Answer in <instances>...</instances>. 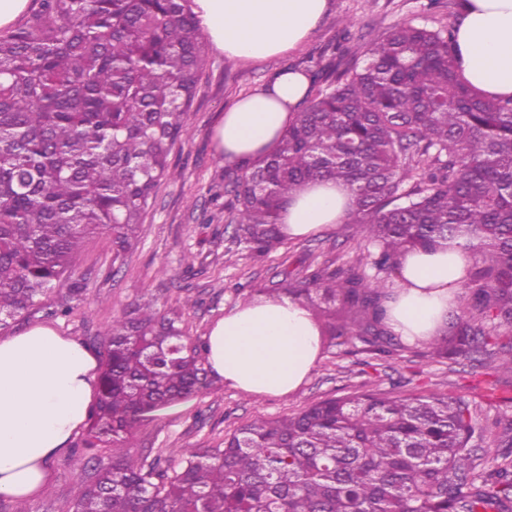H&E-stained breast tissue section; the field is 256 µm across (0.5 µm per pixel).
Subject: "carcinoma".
<instances>
[{"label": "carcinoma", "instance_id": "carcinoma-1", "mask_svg": "<svg viewBox=\"0 0 512 512\" xmlns=\"http://www.w3.org/2000/svg\"><path fill=\"white\" fill-rule=\"evenodd\" d=\"M189 0H39L0 35V329L29 317L88 237L131 250L156 188L174 177L173 145L205 64ZM398 23L360 54L341 44L312 62L306 107L276 146L224 167V211L237 250L285 244L279 218L305 185L332 180L354 200L362 256L276 291L323 320L328 346L358 341L379 358L397 346L386 280L401 257L461 240L473 256L463 301L428 353L512 373V96L467 84L457 27ZM85 285L70 281L53 314ZM99 394L83 441L95 460L73 512H512V455L477 462L493 435L462 396L368 390L258 419L224 447L138 462L124 445L156 412L198 396L206 341L157 300L103 327Z\"/></svg>", "mask_w": 512, "mask_h": 512}]
</instances>
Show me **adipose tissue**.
<instances>
[{
  "mask_svg": "<svg viewBox=\"0 0 512 512\" xmlns=\"http://www.w3.org/2000/svg\"><path fill=\"white\" fill-rule=\"evenodd\" d=\"M328 8L329 0L191 3L210 47L244 61L295 51ZM456 60L461 77L482 94L512 95V0H465ZM308 86L304 72L285 68L226 110L213 134L224 160L246 161L271 150ZM351 208L345 186L312 183L290 198L283 230L292 239L316 235L344 223ZM468 268L466 251L455 244L405 254L390 304L391 329L410 343L437 335ZM208 343L213 374L259 396L297 390L321 350L311 312L288 297L237 305L215 323ZM97 367L95 352L48 327L0 338V495L25 499L48 482V460L65 451L88 418Z\"/></svg>",
  "mask_w": 512,
  "mask_h": 512,
  "instance_id": "obj_1",
  "label": "adipose tissue"
}]
</instances>
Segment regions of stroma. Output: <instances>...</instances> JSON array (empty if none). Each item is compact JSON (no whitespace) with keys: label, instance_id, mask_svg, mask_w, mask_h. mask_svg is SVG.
<instances>
[{"label":"stroma","instance_id":"35a3bbf8","mask_svg":"<svg viewBox=\"0 0 512 512\" xmlns=\"http://www.w3.org/2000/svg\"><path fill=\"white\" fill-rule=\"evenodd\" d=\"M420 3L330 0L310 39L284 57L239 62L207 50L189 111L191 131L171 154L180 176L158 185L125 261L113 262L109 235L89 237L72 268L73 277L83 279L87 291L71 314L64 318L51 314L65 293L59 287L44 299L40 312L11 327V334L43 325L94 351L102 325L154 297L165 307L181 309L187 334L204 339L226 312L241 303L242 290L274 287L282 268L355 261L361 231L345 224L291 240L264 259L234 251L227 215L211 203L208 193L209 187L221 185L223 174L213 129L238 97L260 89L284 67L307 69L310 58L318 57L342 31H350L351 46H368L394 24L418 22ZM365 389L460 395L472 402L479 419H512V373L488 376L467 361H439L428 356L420 343L405 344L383 361L352 346H325L312 373L295 392L255 396L217 383L206 394L143 422L127 445L128 454L138 461L165 460L182 448H213L248 421L292 414L320 400ZM84 436V431H77L66 451L50 459L52 476L41 492L25 500L0 496V512H73L79 486L72 471L92 469L82 453Z\"/></svg>","mask_w":512,"mask_h":512}]
</instances>
